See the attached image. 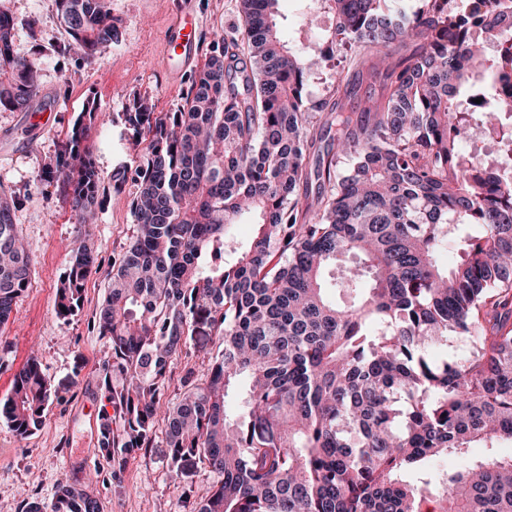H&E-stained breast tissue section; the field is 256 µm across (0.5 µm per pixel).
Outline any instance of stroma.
<instances>
[{
  "label": "stroma",
  "mask_w": 512,
  "mask_h": 512,
  "mask_svg": "<svg viewBox=\"0 0 512 512\" xmlns=\"http://www.w3.org/2000/svg\"><path fill=\"white\" fill-rule=\"evenodd\" d=\"M110 7L127 20L121 43L89 58L67 59L59 54L67 35L54 0H11L13 52L37 58L41 86L29 111L0 110V185L21 197L14 222L32 258L30 284L0 330V400L10 394L15 373L32 356L50 381L52 397L42 425L27 438L17 437L0 420V512H19L27 499L51 501L60 483L74 480L87 484L101 512H187V500L206 497L218 481L201 466L183 480H171L159 440L149 452L130 458L120 479L112 478L109 466L93 464L97 424L107 405L102 369L110 355L94 316L106 295L112 261L125 247L133 222L130 202L138 158L128 130L115 121L90 133L92 158L102 177L95 223H80L58 184L38 181L37 176L88 99L117 113L137 91L149 96L157 111L177 110L204 54L196 52L180 72L168 69L166 34L172 8L184 9L205 44L213 32H235L241 24L239 4L110 0ZM32 18L38 22L33 30L27 26ZM50 105L56 108L52 125L35 123L34 112ZM119 172L126 180L118 187L112 177ZM81 239L94 248L96 269L85 283L81 310L63 319L57 314L56 294Z\"/></svg>",
  "instance_id": "1"
}]
</instances>
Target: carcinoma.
I'll list each match as a JSON object with an SVG mask.
<instances>
[{
	"instance_id": "carcinoma-1",
	"label": "carcinoma",
	"mask_w": 512,
	"mask_h": 512,
	"mask_svg": "<svg viewBox=\"0 0 512 512\" xmlns=\"http://www.w3.org/2000/svg\"><path fill=\"white\" fill-rule=\"evenodd\" d=\"M239 2L244 25L214 34L178 111L135 95L122 113L141 153L133 233L96 313L113 411L97 457L120 478L162 421L170 477L198 462L220 477L189 512H512V456L450 471L441 489L424 467L512 440V177L481 161L493 138L512 147V123H494L512 115V95L488 96L483 113L464 107L478 86L512 76V0H482L489 19L476 32L473 0H419L411 14L389 0H323L335 28L320 31L315 13L306 25L336 55L334 102L308 93L320 60L281 37L278 0ZM55 3L61 54L92 57L118 41L109 0ZM9 4L0 0V106L24 110L39 94L37 62L12 53ZM369 58L381 98L347 112L349 72ZM85 115L39 179L60 183L89 224L101 176L87 139L106 119L95 101ZM20 203L0 188V326L30 282ZM244 214L258 216L256 232L228 263ZM450 239L448 268L437 255ZM349 256L338 287L363 296L341 307L324 276ZM95 262L90 246L74 248L59 316L81 306ZM200 334L219 349L167 404L174 365ZM457 337L464 353L431 355ZM50 400L32 358L0 419L25 437ZM21 512L101 510L66 482Z\"/></svg>"
}]
</instances>
